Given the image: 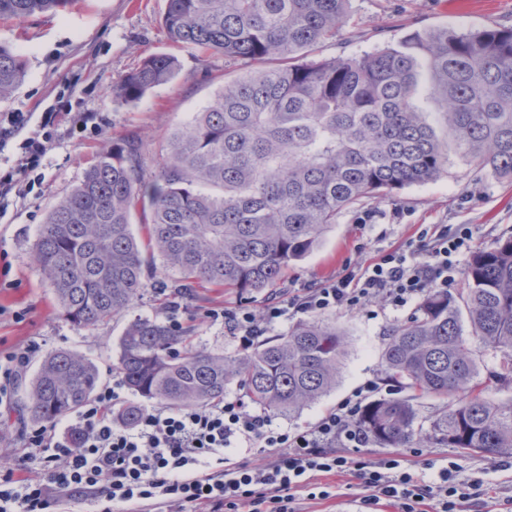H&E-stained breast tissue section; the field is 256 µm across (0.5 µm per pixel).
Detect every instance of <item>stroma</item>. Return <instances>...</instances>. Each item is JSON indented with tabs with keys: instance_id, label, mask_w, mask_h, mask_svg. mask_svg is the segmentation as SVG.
Masks as SVG:
<instances>
[{
	"instance_id": "obj_1",
	"label": "stroma",
	"mask_w": 512,
	"mask_h": 512,
	"mask_svg": "<svg viewBox=\"0 0 512 512\" xmlns=\"http://www.w3.org/2000/svg\"><path fill=\"white\" fill-rule=\"evenodd\" d=\"M166 0H70L57 13L22 20L0 19V46L24 57L26 76L11 97L0 100L1 112H35L49 108L71 113L55 131L33 191H11L0 198V350L35 344L16 384L12 405L0 408V469L27 473L26 434L34 424L26 411V391L41 360L69 349L94 360L102 384L116 375L119 338L138 318L169 322L171 278L146 277L145 291L120 317L92 328L74 326L55 302L41 270L30 259L31 248L51 207L81 179L104 148L127 134H138L151 163L160 160L159 146L189 123L221 90L225 79L241 75L243 62L173 43L163 26ZM459 33L512 26V0H351L348 25L310 53L312 61L358 55L389 40L427 27ZM152 54H171L179 70L168 84L128 102L112 97L110 88ZM424 224H467L474 249L488 248L512 236V179L476 173L456 151L438 179L412 185L392 199L369 198L343 212L325 231L320 246L288 268L284 280L268 294L242 297L225 288H199L180 300V326L191 327L192 340L206 350L239 353L237 339L223 321L207 318L209 310L257 309L268 299L288 301L304 288L336 279L344 269L369 264L384 252L406 248ZM416 304L394 308L375 303L357 309L320 314L346 336L347 354L333 389L300 414L275 418L291 430L313 426L321 415L364 383L376 396L407 398L408 389L385 382L380 353L392 329L405 323ZM479 374L472 392L493 401L512 399V383L489 380L499 356L474 343ZM358 459L416 458L427 476L455 465L459 478L481 479L488 495L463 505L464 512H507L512 507V467L501 456L474 453L436 444L411 455L406 448L366 443L347 448ZM329 486L328 498L295 494V512H361L368 491L352 472L318 476Z\"/></svg>"
}]
</instances>
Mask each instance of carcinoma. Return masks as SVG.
Masks as SVG:
<instances>
[{"label":"carcinoma","instance_id":"carcinoma-1","mask_svg":"<svg viewBox=\"0 0 512 512\" xmlns=\"http://www.w3.org/2000/svg\"><path fill=\"white\" fill-rule=\"evenodd\" d=\"M70 0H0V17L57 12ZM350 0H167L169 38L255 66L173 133L156 171L141 139L112 142L48 213L31 251L67 319L108 322L142 296L149 269L191 287L241 295L276 286L320 244L336 215L438 178L448 144L479 172L512 178V27L416 30L372 53L301 63L340 32ZM177 59L154 54L112 85L135 101L172 81ZM20 54L0 47V98L23 81ZM434 104L436 122L418 105ZM147 241L133 232V217ZM470 334H465L464 326ZM500 354L491 373L512 383V236L475 253L465 287L434 289L381 350L386 375L417 396L447 400L430 430L412 399L378 398L357 423L384 448L446 444L512 455V401L468 394L478 375L470 337ZM346 338L334 324L301 322L226 356L151 319L130 322L118 368L129 389L170 408L205 407L237 386L273 416L299 414L336 387ZM101 381L85 355L55 351L27 389L31 420L52 423L90 401ZM144 407L112 410L134 425Z\"/></svg>","mask_w":512,"mask_h":512}]
</instances>
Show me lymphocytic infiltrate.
Listing matches in <instances>:
<instances>
[{"mask_svg": "<svg viewBox=\"0 0 512 512\" xmlns=\"http://www.w3.org/2000/svg\"><path fill=\"white\" fill-rule=\"evenodd\" d=\"M62 113H42L38 127L21 140L13 163L0 170V192L34 187L62 121ZM466 224H428L416 247L393 250L336 280L305 289L289 305L268 301L262 311L248 308L225 314L224 320L242 349H250L265 329L286 313L318 314L354 309L373 302L402 307L431 287L453 281L460 256L471 248ZM122 380L78 410L74 419L80 441L60 435L55 424L33 429L26 441L31 458L40 460L46 477L0 475V512H51L66 498L99 504L101 512H295L294 493L312 488L318 498L326 486L312 483L316 473L348 468L369 489L368 504L388 499L399 512H459L461 503L479 499L483 483L459 479L454 467H442L425 479L401 458L351 460L338 454L337 443L359 447L365 437L356 424L367 395L358 389L314 424L290 431L274 427L241 398L204 408H153L131 428L116 425L106 411L122 401ZM269 449L267 462L250 467L224 464L228 448Z\"/></svg>", "mask_w": 512, "mask_h": 512, "instance_id": "f902f5d3", "label": "lymphocytic infiltrate"}]
</instances>
